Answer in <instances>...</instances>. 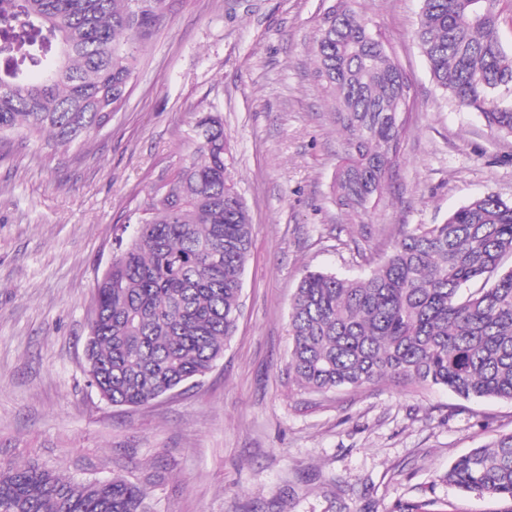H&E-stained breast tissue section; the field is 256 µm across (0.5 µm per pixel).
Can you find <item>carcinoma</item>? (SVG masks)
<instances>
[{
  "instance_id": "carcinoma-1",
  "label": "carcinoma",
  "mask_w": 512,
  "mask_h": 512,
  "mask_svg": "<svg viewBox=\"0 0 512 512\" xmlns=\"http://www.w3.org/2000/svg\"><path fill=\"white\" fill-rule=\"evenodd\" d=\"M499 0H423L415 37L431 76L459 107L512 134V50ZM166 0H0V138L49 135L67 149L125 107L142 46ZM314 74L346 131L336 205L361 221L397 157L404 73L362 14L334 0L320 19ZM190 155L164 170L135 210L121 258L97 281L91 384L114 406H139L204 377L241 314L252 245L246 206L227 171L224 123L203 112ZM512 202L487 194L441 224L404 232L362 278L309 271L291 302L288 372L325 393L383 378L441 386L464 400L512 402ZM486 286L460 295L463 285ZM512 512V433L461 455L444 475ZM146 492L119 476L75 482L30 464L0 463V512H144Z\"/></svg>"
}]
</instances>
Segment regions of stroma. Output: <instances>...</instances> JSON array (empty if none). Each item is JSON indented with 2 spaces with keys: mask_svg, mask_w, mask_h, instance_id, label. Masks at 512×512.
I'll return each mask as SVG.
<instances>
[{
  "mask_svg": "<svg viewBox=\"0 0 512 512\" xmlns=\"http://www.w3.org/2000/svg\"><path fill=\"white\" fill-rule=\"evenodd\" d=\"M334 0H167L127 105L82 148L0 141V461L77 480L120 475L147 512H393L426 500L497 512L442 480L512 432V403L381 381L321 396L288 376L290 303L306 272L358 277L400 233L472 199L512 200V136L457 107L415 38L422 0H364L408 79L396 164L365 225L336 206L343 134L312 76ZM221 112L252 224L243 313L198 382L139 407L86 374L93 292L198 112Z\"/></svg>",
  "mask_w": 512,
  "mask_h": 512,
  "instance_id": "stroma-1",
  "label": "stroma"
}]
</instances>
